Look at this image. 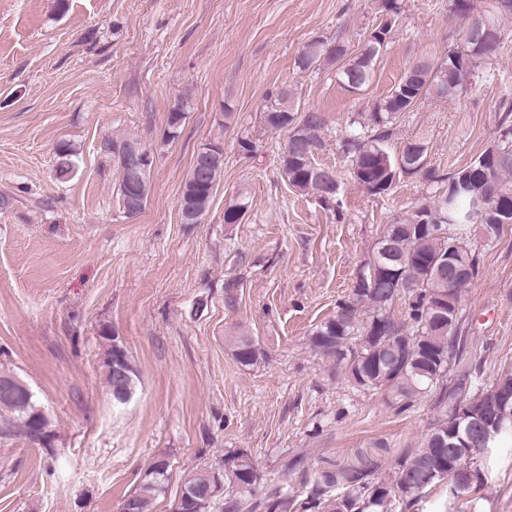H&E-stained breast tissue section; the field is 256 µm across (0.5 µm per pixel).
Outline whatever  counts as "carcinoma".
<instances>
[{
	"label": "carcinoma",
	"mask_w": 512,
	"mask_h": 512,
	"mask_svg": "<svg viewBox=\"0 0 512 512\" xmlns=\"http://www.w3.org/2000/svg\"><path fill=\"white\" fill-rule=\"evenodd\" d=\"M382 9L388 20L379 32L389 39L400 14L398 0H383ZM450 11L467 20L472 30L483 18H491L501 26L504 16L512 15V0H495L492 9L475 12L474 8ZM377 32V33H379ZM376 32L355 56L346 52H326L322 41L312 42L298 56L296 67L310 71L324 61L345 60L338 68L339 84L349 92H357L373 77L374 65L382 48ZM492 53L477 42L461 39L457 48L445 59H421L408 66L398 82L368 113L367 123L351 126L342 136L340 146L347 163L348 175L372 195L385 194L396 185V169L406 175L423 174V180L437 186L434 200L412 207L384 225L376 243L375 256L359 277L352 300L338 306L336 313L314 328L309 337L312 350L334 361L351 384L368 392L381 391L409 402L428 392L436 395V415L419 447L406 451L392 475L377 481H364L362 475L347 470L303 473V483L310 486L305 512H388L390 503L398 500L411 507L422 493L441 481L448 488L461 484L467 473L448 455V421L454 418L458 405L466 401L480 408L499 389L508 397L497 406L495 417L503 421L502 429L485 446H478L468 465L475 481L488 484L495 471V459L502 448L512 447V365L502 369L493 383L482 390L467 387L469 368L465 363L464 338L459 336L458 310L461 293L478 276L479 258L468 238L476 237L486 245L500 236L503 224H489L487 214L478 210L479 184L461 187L453 201L444 198L443 185L452 181L456 172L442 174L426 166L427 147L419 139L407 142L399 154L386 145L390 126L403 113L410 112L424 99H448L473 85L476 69ZM292 94L279 88L269 94L265 123L274 131L288 133L284 151L279 157L280 171L288 185L301 195L314 193L323 203L336 197L338 174L321 166L316 155L324 147L320 132L323 118L316 112L300 116L291 105ZM186 119L185 104L176 100L168 116L166 139L176 137ZM213 153L193 162L179 197L180 209L209 211L216 187L224 176V149L211 145ZM57 176L75 174L74 153L60 152ZM488 160V172L501 206L512 211V126L506 125L493 146L478 159ZM134 192L142 204L151 193V177L145 175L134 187L119 181V196ZM249 208V197L241 193L224 210V223H235L234 214ZM470 269L469 275L448 289V259ZM405 299L406 318L396 320L391 308L396 298ZM364 308L366 319L359 320L357 311ZM234 357L243 366L256 364L263 356L259 342L252 336L240 335L231 342ZM458 379L454 386L444 384L451 368ZM0 409L13 416L15 425L0 430L11 434L17 430L31 441L49 446L53 437L50 421L41 414L31 391L0 397ZM222 471L211 467L193 471L181 488L190 505L185 512H297L294 496L280 481L269 482L259 492L250 486L259 483V474L251 457L244 452L224 456ZM169 469L146 470L139 484L125 500L134 504L133 512H150L153 500L164 493Z\"/></svg>",
	"instance_id": "cac0c4a2"
}]
</instances>
